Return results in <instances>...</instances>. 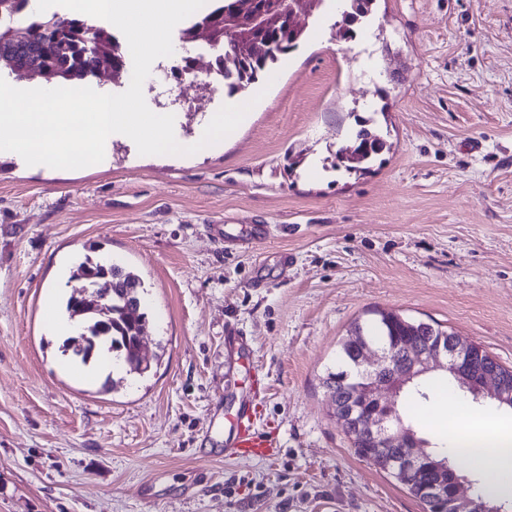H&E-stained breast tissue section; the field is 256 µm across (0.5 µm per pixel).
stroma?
<instances>
[{"instance_id": "35a3bbf8", "label": "stroma", "mask_w": 512, "mask_h": 512, "mask_svg": "<svg viewBox=\"0 0 512 512\" xmlns=\"http://www.w3.org/2000/svg\"><path fill=\"white\" fill-rule=\"evenodd\" d=\"M339 18L328 0L232 96L144 82L185 146L252 103L196 154L121 135L77 170L0 159V512H425L355 455L323 379L381 312L512 367V0H375L348 40ZM362 120L386 150L337 168ZM91 252L147 289L150 370L110 385L65 365L44 322ZM249 398L273 459L224 453Z\"/></svg>"}]
</instances>
